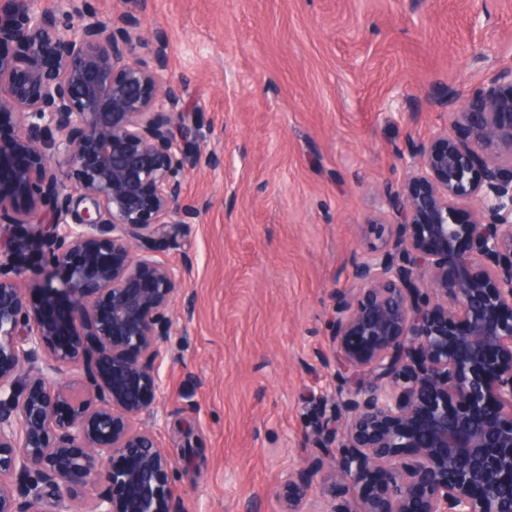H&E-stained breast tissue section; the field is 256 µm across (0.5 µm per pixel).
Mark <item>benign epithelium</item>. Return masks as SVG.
Returning a JSON list of instances; mask_svg holds the SVG:
<instances>
[{"label":"benign epithelium","mask_w":512,"mask_h":512,"mask_svg":"<svg viewBox=\"0 0 512 512\" xmlns=\"http://www.w3.org/2000/svg\"><path fill=\"white\" fill-rule=\"evenodd\" d=\"M144 38L150 65L133 57ZM9 43L0 216L29 190L13 223L42 257V302L0 237V512H177V462L150 409L187 269L155 253L198 217L187 174L221 158L186 124L164 28L125 10L102 19L91 0H56L53 19L38 0H0ZM406 168L334 294L319 454L311 477H283L282 512H512V68L489 73ZM450 264L463 275L448 279ZM325 468L356 498L313 486Z\"/></svg>","instance_id":"obj_1"}]
</instances>
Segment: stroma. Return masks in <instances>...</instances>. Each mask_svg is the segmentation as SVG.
I'll list each match as a JSON object with an SVG mask.
<instances>
[{"label": "stroma", "instance_id": "stroma-1", "mask_svg": "<svg viewBox=\"0 0 512 512\" xmlns=\"http://www.w3.org/2000/svg\"><path fill=\"white\" fill-rule=\"evenodd\" d=\"M170 34L187 120L218 169L192 172L157 259L194 300L156 363L160 445L181 512H280L285 470L333 377L336 290L402 158L489 71L512 67V0H127Z\"/></svg>", "mask_w": 512, "mask_h": 512}]
</instances>
